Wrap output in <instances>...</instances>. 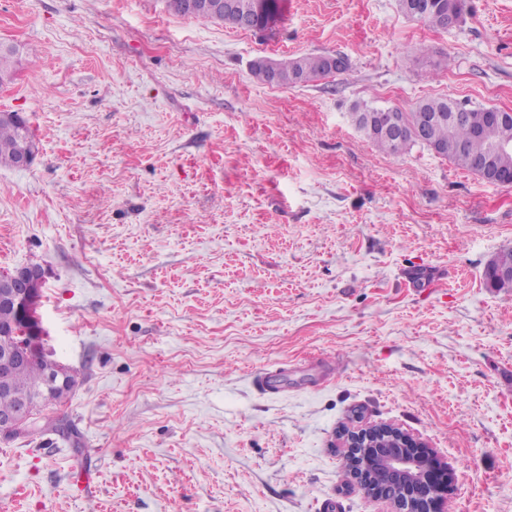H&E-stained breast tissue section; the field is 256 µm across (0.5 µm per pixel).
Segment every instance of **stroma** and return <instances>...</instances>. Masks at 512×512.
I'll use <instances>...</instances> for the list:
<instances>
[{
	"label": "stroma",
	"mask_w": 512,
	"mask_h": 512,
	"mask_svg": "<svg viewBox=\"0 0 512 512\" xmlns=\"http://www.w3.org/2000/svg\"><path fill=\"white\" fill-rule=\"evenodd\" d=\"M469 5L444 30L397 0H281L259 32L163 0H0L23 49L0 112L39 148L0 166V270L44 264L46 347L77 374L41 413L74 441L0 445V512H383L344 485L354 416L452 465L448 512H512V290L484 283L512 186L383 154L350 118L512 111V0ZM304 54L350 66L252 75ZM329 56L330 54L301 55L275 62L278 70L276 85L304 84L335 74L336 72L332 71L330 66L332 68L340 67L341 62L337 56H334L329 59V66ZM343 58L345 67L336 74L343 73L348 69V60L345 57ZM282 372L258 371L252 376L255 391L262 396H271L281 392L278 377Z\"/></svg>",
	"instance_id": "1"
}]
</instances>
